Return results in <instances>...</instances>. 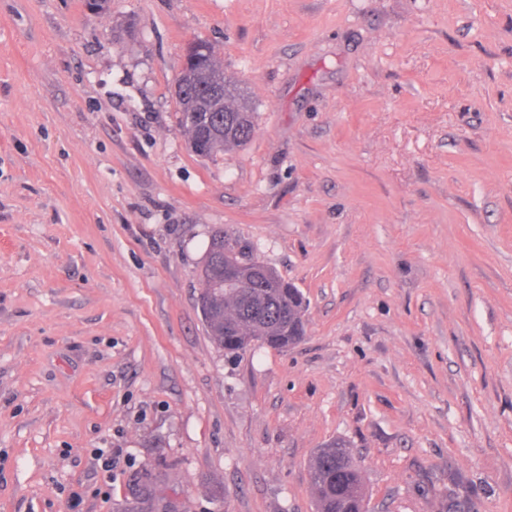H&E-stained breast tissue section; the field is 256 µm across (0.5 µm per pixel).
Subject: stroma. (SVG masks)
I'll return each mask as SVG.
<instances>
[{"label":"stroma","instance_id":"obj_1","mask_svg":"<svg viewBox=\"0 0 512 512\" xmlns=\"http://www.w3.org/2000/svg\"><path fill=\"white\" fill-rule=\"evenodd\" d=\"M212 43L255 107L188 147ZM308 302L225 356L208 236ZM512 512V0H0V512ZM208 78L221 81L222 88L213 85L208 93L203 83ZM179 104L178 123L185 131L191 150L201 158H213L226 148L248 142L254 133L253 103L247 93L224 79L214 46L203 39L193 42L186 68L175 85ZM316 512H367V491L347 441L336 439L311 458Z\"/></svg>","mask_w":512,"mask_h":512}]
</instances>
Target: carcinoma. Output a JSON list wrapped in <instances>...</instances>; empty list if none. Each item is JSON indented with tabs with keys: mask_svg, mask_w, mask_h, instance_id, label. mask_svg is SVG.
Returning <instances> with one entry per match:
<instances>
[{
	"mask_svg": "<svg viewBox=\"0 0 512 512\" xmlns=\"http://www.w3.org/2000/svg\"><path fill=\"white\" fill-rule=\"evenodd\" d=\"M209 78L222 82L224 97L211 98L203 86ZM175 97L178 123L197 156L210 159L252 138L253 103L224 80L210 42H193ZM199 281L197 306L210 339L224 351L238 354L254 342L283 350L304 335L306 304L300 291L257 260L249 244L226 238L222 226L211 231ZM309 468L316 512H367V491L347 441L319 449Z\"/></svg>",
	"mask_w": 512,
	"mask_h": 512,
	"instance_id": "1",
	"label": "carcinoma"
}]
</instances>
